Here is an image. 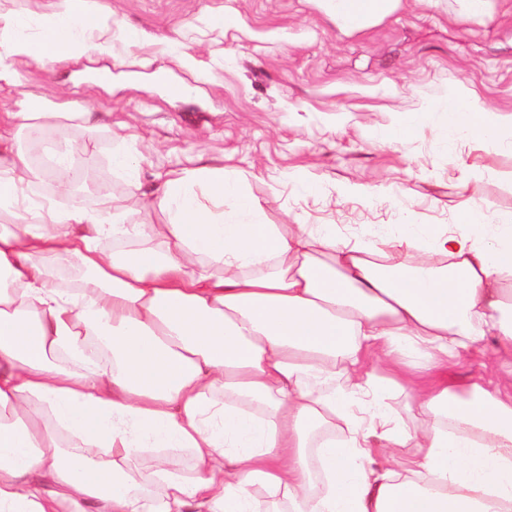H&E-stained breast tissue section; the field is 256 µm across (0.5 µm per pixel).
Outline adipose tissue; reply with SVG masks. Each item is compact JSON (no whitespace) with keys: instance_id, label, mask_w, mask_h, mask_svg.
I'll return each mask as SVG.
<instances>
[{"instance_id":"adipose-tissue-1","label":"adipose tissue","mask_w":512,"mask_h":512,"mask_svg":"<svg viewBox=\"0 0 512 512\" xmlns=\"http://www.w3.org/2000/svg\"><path fill=\"white\" fill-rule=\"evenodd\" d=\"M318 3L352 34L404 0ZM39 19L33 38L0 12V89L31 61L111 54L123 29L98 0ZM18 106L0 125L102 126L77 102ZM448 126L487 141L512 115L458 92ZM34 176L0 132V512H512V394L440 374L491 336L512 377L511 224H405L374 249L266 222L220 165L167 172L160 224L32 204ZM73 264L79 286L61 287L53 269ZM370 360L411 372L377 377ZM395 393L422 427L394 416ZM375 438L393 450L380 463ZM182 453L190 467H170Z\"/></svg>"}]
</instances>
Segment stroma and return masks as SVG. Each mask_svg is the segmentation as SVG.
I'll use <instances>...</instances> for the list:
<instances>
[{
    "instance_id": "obj_1",
    "label": "stroma",
    "mask_w": 512,
    "mask_h": 512,
    "mask_svg": "<svg viewBox=\"0 0 512 512\" xmlns=\"http://www.w3.org/2000/svg\"><path fill=\"white\" fill-rule=\"evenodd\" d=\"M140 34L138 44L93 66L22 68L21 84L0 89V113L24 95L74 100L112 115V130L46 127L30 141L44 165L33 198L71 206L53 179V148L68 143L70 184L93 187L98 201L131 220L160 224L142 209L156 175L196 158L221 164L266 203L271 224H332L367 245L378 227L449 226L476 212L480 223L512 225V132L474 142L448 131V97L466 89L480 108L512 111V0L466 19L455 0H409L405 9L346 36L315 0H100ZM236 26L212 29L215 15ZM188 86L173 96L170 84ZM422 126L389 139L392 113L410 104ZM128 124L138 138L116 139ZM137 160L130 176L116 154ZM314 189H298L295 175Z\"/></svg>"
}]
</instances>
